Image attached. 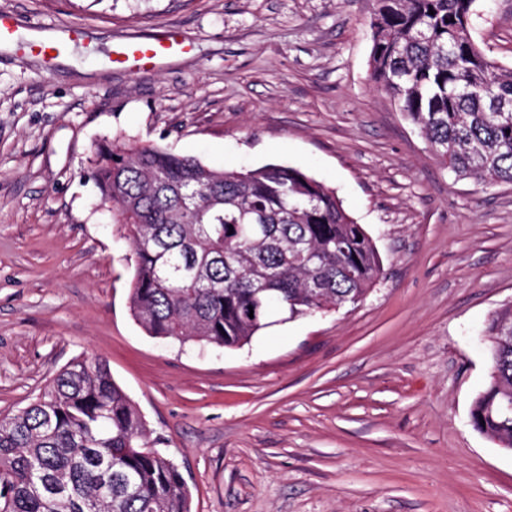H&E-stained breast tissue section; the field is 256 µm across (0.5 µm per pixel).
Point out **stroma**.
Here are the masks:
<instances>
[{"label": "stroma", "mask_w": 512, "mask_h": 512, "mask_svg": "<svg viewBox=\"0 0 512 512\" xmlns=\"http://www.w3.org/2000/svg\"><path fill=\"white\" fill-rule=\"evenodd\" d=\"M76 24L53 69L0 54V417L71 359H106L178 465L193 512H512V451L476 431L491 315L512 305V184L455 179L370 78L373 0H0ZM512 67V0H477ZM188 52L140 72L130 36ZM122 134L214 167L301 168L372 237L362 301L243 347L147 335L132 247L97 205L95 144ZM189 38L176 30L161 39L143 38L120 45L112 51L113 61L137 69H153L166 57L191 48Z\"/></svg>", "instance_id": "stroma-1"}]
</instances>
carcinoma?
Returning a JSON list of instances; mask_svg holds the SVG:
<instances>
[{"label": "carcinoma", "mask_w": 512, "mask_h": 512, "mask_svg": "<svg viewBox=\"0 0 512 512\" xmlns=\"http://www.w3.org/2000/svg\"><path fill=\"white\" fill-rule=\"evenodd\" d=\"M374 2L376 88L456 177L512 183V68L474 41L476 0ZM91 177L132 240L130 309L150 336L240 347L358 303L382 274L336 191L299 168H215L120 134L97 146ZM486 333L490 381L471 419L512 448L511 305ZM0 512H192V493L106 361L78 357L0 419Z\"/></svg>", "instance_id": "1"}]
</instances>
